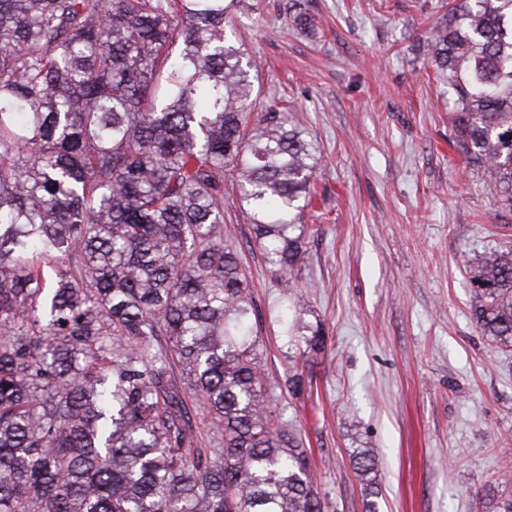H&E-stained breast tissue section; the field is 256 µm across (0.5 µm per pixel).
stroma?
I'll use <instances>...</instances> for the list:
<instances>
[{
    "label": "stroma",
    "mask_w": 512,
    "mask_h": 512,
    "mask_svg": "<svg viewBox=\"0 0 512 512\" xmlns=\"http://www.w3.org/2000/svg\"><path fill=\"white\" fill-rule=\"evenodd\" d=\"M294 3L311 30L291 21ZM444 3L242 0L234 12L258 73L253 116L288 106L319 157L292 287L229 191L224 242L248 274L271 400L312 458L325 512H366L357 448L378 458L377 512H478L476 491L512 469V349L477 328L466 271L512 245V212L448 145V83L423 50ZM284 305L323 326L324 350L286 344Z\"/></svg>",
    "instance_id": "1"
}]
</instances>
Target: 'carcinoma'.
<instances>
[{
    "instance_id": "1",
    "label": "carcinoma",
    "mask_w": 512,
    "mask_h": 512,
    "mask_svg": "<svg viewBox=\"0 0 512 512\" xmlns=\"http://www.w3.org/2000/svg\"><path fill=\"white\" fill-rule=\"evenodd\" d=\"M240 2L0 0V512H325L224 246L228 167L292 272L318 162L286 111L249 125L254 64L226 34ZM427 55L448 143L512 208V0H453ZM470 282L477 327L512 347V249ZM279 319L287 344L325 347ZM190 400L218 447H195Z\"/></svg>"
}]
</instances>
